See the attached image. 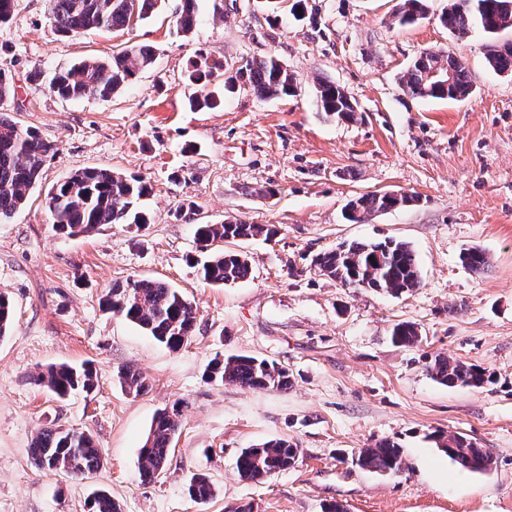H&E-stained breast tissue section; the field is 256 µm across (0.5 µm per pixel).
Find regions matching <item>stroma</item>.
Here are the masks:
<instances>
[{
    "mask_svg": "<svg viewBox=\"0 0 512 512\" xmlns=\"http://www.w3.org/2000/svg\"><path fill=\"white\" fill-rule=\"evenodd\" d=\"M399 0H307L304 20L288 8L237 0L215 13L197 0L198 24L176 33L180 0L121 33L56 35L48 0H16L0 26V69L11 71L7 107L55 143L26 207L0 224V293L16 317L0 340V512H88L106 490L121 512H512V77L486 60L488 38L461 36L435 19L448 0H429L430 18L400 27ZM136 44L154 64L109 100H65L31 85L32 66L51 72ZM463 59L473 84L463 102L415 98L399 84L421 53ZM273 54L294 72L296 96L261 100L249 88L222 109L194 112L191 63H236ZM331 81L357 103L354 120L325 118L314 89ZM87 167L145 177L151 223L105 224L63 237L45 194ZM271 187L275 196L260 195ZM418 201L366 224L342 219L346 203L371 192ZM195 211L175 218L184 200ZM233 215L276 224L280 234L240 243L252 274L224 287L204 283L189 263L195 228ZM408 242L422 284L390 295L349 288L305 258L343 242ZM481 249L473 273L460 257ZM159 279L197 312L196 330L171 350L101 299L116 281ZM416 326L414 346L392 343V327ZM254 355L286 367L285 390H255L205 377L215 355ZM474 363L493 376L481 388L447 387L427 373V355ZM91 364L93 393L60 399L30 380L53 364ZM146 376L148 390L126 395L119 368ZM178 407L180 429L165 470L140 478L139 448L154 414ZM62 424L91 433L104 466L72 478L35 466L40 428ZM466 434L493 456L489 472L460 468L436 434ZM285 439L298 450L287 470L240 477L242 449ZM398 442L399 472L379 476L350 452ZM209 476L214 497L194 503L193 475Z\"/></svg>",
    "mask_w": 512,
    "mask_h": 512,
    "instance_id": "stroma-1",
    "label": "stroma"
}]
</instances>
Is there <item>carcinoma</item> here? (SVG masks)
Masks as SVG:
<instances>
[{"mask_svg":"<svg viewBox=\"0 0 512 512\" xmlns=\"http://www.w3.org/2000/svg\"><path fill=\"white\" fill-rule=\"evenodd\" d=\"M162 0H49L50 20L63 39L91 31L119 32L148 19ZM428 0H401L393 15L394 22L412 25L428 17ZM445 28L460 35L479 26L488 36L487 62L501 74L512 76V42L499 43L496 37L512 29V0H448L437 17ZM197 25L196 0H181L175 15L176 32L188 35ZM155 61L152 47L135 45L106 58L82 59L49 75L38 66L28 75L31 83L54 95L78 100H107L124 90L138 73ZM224 70L223 93L206 91L214 75L213 67L193 65L189 79L203 87L188 98L192 111L216 110L224 104V93L239 86L249 87L261 100L293 97L297 81L274 54L246 61ZM453 77H448V72ZM403 90L421 98L464 101L473 87L465 64L448 57L442 61L434 52L420 54L400 77ZM318 109L328 117L351 121L356 114L355 100L344 88L321 81L316 87ZM54 145L42 138L38 130L19 121L12 113L0 111V223L13 217L27 203L30 191L38 184ZM151 186L137 174L117 173L107 168L78 170L48 189L45 204L55 231L75 236L94 232L102 224H148L144 208ZM417 197L395 196L388 192L364 194L346 204L343 214L351 224H364L372 217L396 207L410 206ZM280 233L275 224H249L236 217H226L220 224H199L195 239L203 259L197 262L199 274L207 284L224 285L250 277L247 254L230 248L237 241L262 237L270 240ZM461 262L479 273L488 265L486 254L468 249ZM310 266L321 275L346 287L365 288L392 295L409 293L421 286L420 270L409 243L384 239L353 241L312 256ZM102 307L137 325L157 342L171 349L187 343L196 328V312L182 292L161 280L127 279L114 282L104 293ZM14 309L9 298L0 293V338L10 333ZM392 340L402 346L419 341L415 326L397 323ZM426 370L438 383L448 387H482L493 381L486 369L441 354L428 357ZM208 380L222 384L232 382L252 389L285 390L290 384L288 369L282 365L248 355L216 356L206 368ZM117 378L129 395L137 397L148 389L146 377L132 368L118 370ZM96 372L89 365L51 366L31 375L32 382L63 398L75 390L87 393L95 387ZM179 410L175 407L156 413L140 450V477L145 482L156 479L166 466L179 430ZM439 447L453 462L473 473L492 469L494 460L484 448L467 436L453 434L436 437ZM34 463L47 470L64 471L74 477L96 472L102 465V452L93 437L83 431L52 423L39 430L31 442ZM298 449L286 439L269 440L253 448H244L237 457L240 476L261 479L292 466ZM355 465L373 472H395L401 465V448L389 440L370 448H361L352 456ZM189 497L198 504L209 502L214 485L205 474L190 479ZM89 512H120L112 495L98 490L89 502Z\"/></svg>","mask_w":512,"mask_h":512,"instance_id":"1","label":"carcinoma"}]
</instances>
